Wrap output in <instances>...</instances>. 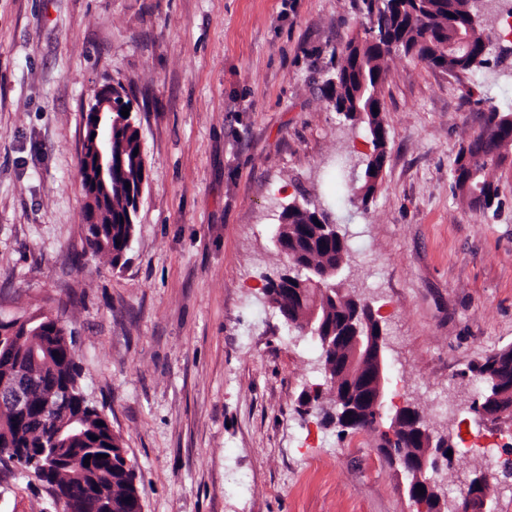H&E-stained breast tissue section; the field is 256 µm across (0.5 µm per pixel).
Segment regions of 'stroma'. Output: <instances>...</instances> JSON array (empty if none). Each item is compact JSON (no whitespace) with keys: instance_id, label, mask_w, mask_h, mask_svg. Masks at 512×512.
<instances>
[{"instance_id":"stroma-1","label":"stroma","mask_w":512,"mask_h":512,"mask_svg":"<svg viewBox=\"0 0 512 512\" xmlns=\"http://www.w3.org/2000/svg\"><path fill=\"white\" fill-rule=\"evenodd\" d=\"M504 14V0L486 10L487 62L470 73L392 57L387 159L364 202L366 133L321 91L365 35L362 0H0V320L63 321L143 512H418L380 430L339 435L299 402L325 382L321 350L261 287L286 267L273 235L302 196L347 235L345 289L387 310L392 393L454 448L442 512L479 469L512 512V476L481 449L512 448V418L471 409L485 389L472 364L512 344V165L493 216L449 177L480 126L466 94L512 108ZM107 83L133 101L146 162L119 268L86 245L80 174ZM62 510L0 465V512Z\"/></svg>"}]
</instances>
